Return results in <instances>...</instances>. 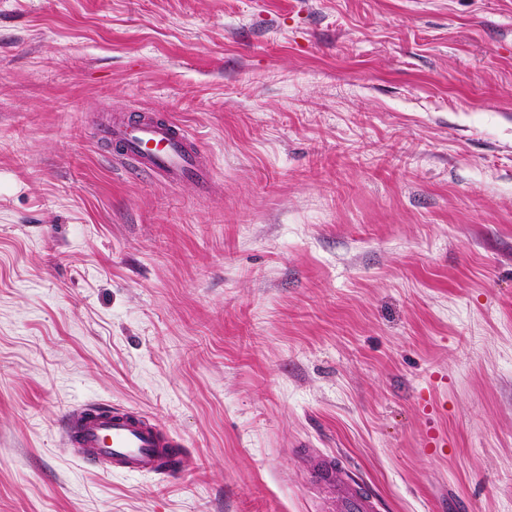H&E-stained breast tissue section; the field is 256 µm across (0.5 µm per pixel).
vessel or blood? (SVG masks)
Instances as JSON below:
<instances>
[{"mask_svg":"<svg viewBox=\"0 0 512 512\" xmlns=\"http://www.w3.org/2000/svg\"><path fill=\"white\" fill-rule=\"evenodd\" d=\"M97 136L115 165L136 167L170 185L209 182L193 137L175 120L152 115L133 120L112 117L98 125ZM64 429L67 443L76 448L81 461L105 464L117 474L166 481L195 465L191 458H173L180 440L117 405L93 403L78 416L65 417ZM313 473L316 483L331 492L336 512H377L376 499L343 478L333 458L314 464Z\"/></svg>","mask_w":512,"mask_h":512,"instance_id":"obj_1","label":"vessel or blood"}]
</instances>
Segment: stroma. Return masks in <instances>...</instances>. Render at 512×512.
<instances>
[{"label":"stroma","instance_id":"1","mask_svg":"<svg viewBox=\"0 0 512 512\" xmlns=\"http://www.w3.org/2000/svg\"><path fill=\"white\" fill-rule=\"evenodd\" d=\"M143 112L208 189L113 166ZM91 401L197 467L80 462ZM310 453L512 512V0H0V512H326Z\"/></svg>","mask_w":512,"mask_h":512}]
</instances>
